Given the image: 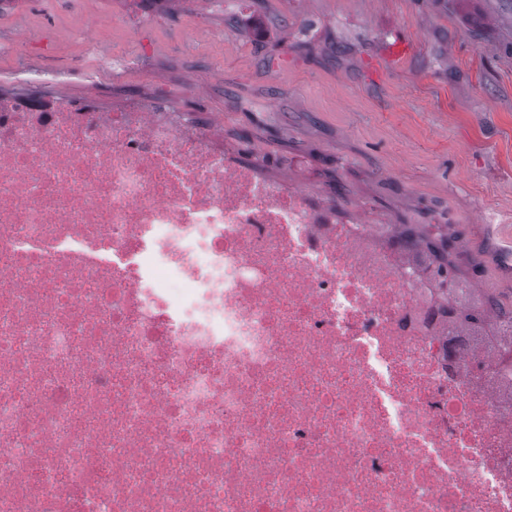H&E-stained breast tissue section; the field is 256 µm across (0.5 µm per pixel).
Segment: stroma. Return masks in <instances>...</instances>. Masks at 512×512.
Segmentation results:
<instances>
[{
  "label": "stroma",
  "mask_w": 512,
  "mask_h": 512,
  "mask_svg": "<svg viewBox=\"0 0 512 512\" xmlns=\"http://www.w3.org/2000/svg\"><path fill=\"white\" fill-rule=\"evenodd\" d=\"M34 89L225 116L240 163L440 225L512 304V0H0V93Z\"/></svg>",
  "instance_id": "1"
}]
</instances>
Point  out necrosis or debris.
<instances>
[{"mask_svg": "<svg viewBox=\"0 0 512 512\" xmlns=\"http://www.w3.org/2000/svg\"><path fill=\"white\" fill-rule=\"evenodd\" d=\"M156 99H0V512H512V319Z\"/></svg>", "mask_w": 512, "mask_h": 512, "instance_id": "1", "label": "necrosis or debris"}]
</instances>
